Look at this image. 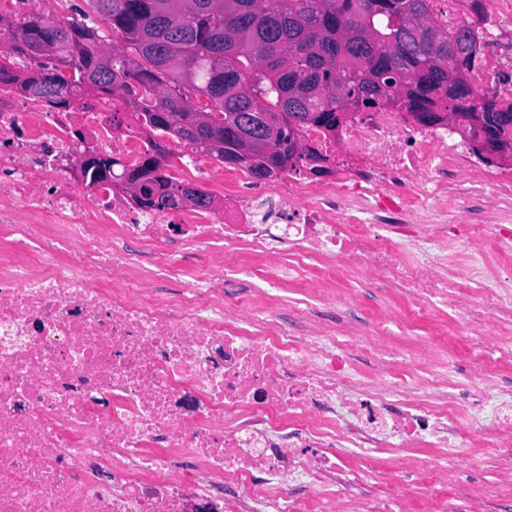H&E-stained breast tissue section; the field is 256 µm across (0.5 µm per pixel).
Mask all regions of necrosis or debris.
Wrapping results in <instances>:
<instances>
[{"instance_id":"necrosis-or-debris-1","label":"necrosis or debris","mask_w":512,"mask_h":512,"mask_svg":"<svg viewBox=\"0 0 512 512\" xmlns=\"http://www.w3.org/2000/svg\"><path fill=\"white\" fill-rule=\"evenodd\" d=\"M448 31L469 27L477 88L512 81V0H431ZM70 108L16 91L0 74V512H392L390 490L360 491L341 460L359 449L443 448L512 455V279L476 266L443 273L406 257L430 239L502 249L501 225L431 231L459 172L484 166L464 126H424L404 108L351 113L335 135L302 129L327 158L260 182L174 145L186 178L219 209L146 210L114 179L73 181L87 155L131 164L149 143L111 101L68 88ZM288 257L370 270L421 303L456 302L469 333L492 341L473 389L420 368L354 371L350 347L280 326L224 293L240 258ZM176 289L160 298L156 283Z\"/></svg>"}]
</instances>
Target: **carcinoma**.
<instances>
[{
    "label": "carcinoma",
    "mask_w": 512,
    "mask_h": 512,
    "mask_svg": "<svg viewBox=\"0 0 512 512\" xmlns=\"http://www.w3.org/2000/svg\"><path fill=\"white\" fill-rule=\"evenodd\" d=\"M91 11L119 35L102 47L88 14L66 23L33 13L16 25L0 50V71L14 54L40 70L17 87L51 106L77 86L100 98H117L141 117L168 113L153 134L194 112L223 116L220 145L195 123L176 142L219 162L239 155L241 139L256 136L258 115L278 112L277 137L245 162L253 176L296 166L295 133L309 126L336 128L331 89L348 87L357 109L399 104L412 114L452 112L469 129L492 135L512 123V101L477 93L470 79L474 37L463 28H441L419 44L405 22L411 15L431 21L430 0H87ZM57 33L58 50L30 51L45 40V25ZM81 44L78 52L70 43ZM107 51L111 68L98 65Z\"/></svg>",
    "instance_id": "cac0c4a2"
}]
</instances>
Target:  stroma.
<instances>
[{
	"label": "stroma",
	"mask_w": 512,
	"mask_h": 512,
	"mask_svg": "<svg viewBox=\"0 0 512 512\" xmlns=\"http://www.w3.org/2000/svg\"><path fill=\"white\" fill-rule=\"evenodd\" d=\"M243 262L249 272L229 283L232 297L269 305L280 321L298 330L312 329L318 320L329 324L337 339L353 349L362 374L410 361L445 379L473 366L475 345L449 304L433 302L419 314L407 290L384 285L370 272L345 274L311 288L306 278L296 274L283 279L271 277L262 259L247 255ZM405 457L411 466L404 471L400 464ZM405 457L374 453L365 458L354 453L346 461L364 474L366 489L395 481L396 491L410 512H426L435 500L448 494L443 485L430 490L422 476L426 469L456 475L485 491L490 497L488 512H512V456H502L494 448H480L471 457L458 459L438 448H413Z\"/></svg>",
	"instance_id": "1"
}]
</instances>
